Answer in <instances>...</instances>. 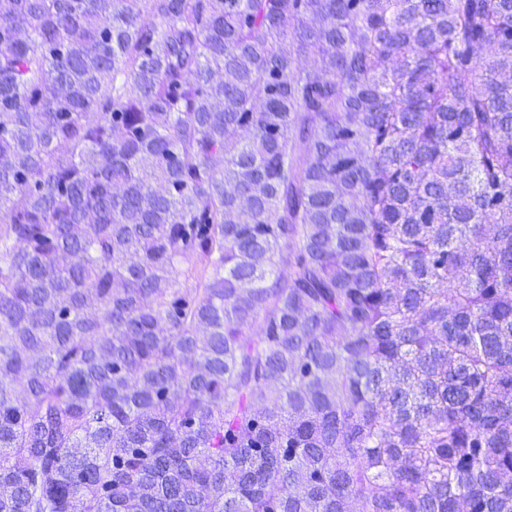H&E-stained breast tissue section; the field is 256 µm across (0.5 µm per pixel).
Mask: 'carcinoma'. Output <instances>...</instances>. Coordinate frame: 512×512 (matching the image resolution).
<instances>
[{"label":"carcinoma","mask_w":512,"mask_h":512,"mask_svg":"<svg viewBox=\"0 0 512 512\" xmlns=\"http://www.w3.org/2000/svg\"><path fill=\"white\" fill-rule=\"evenodd\" d=\"M355 500L512 512V0H0V512Z\"/></svg>","instance_id":"obj_1"}]
</instances>
